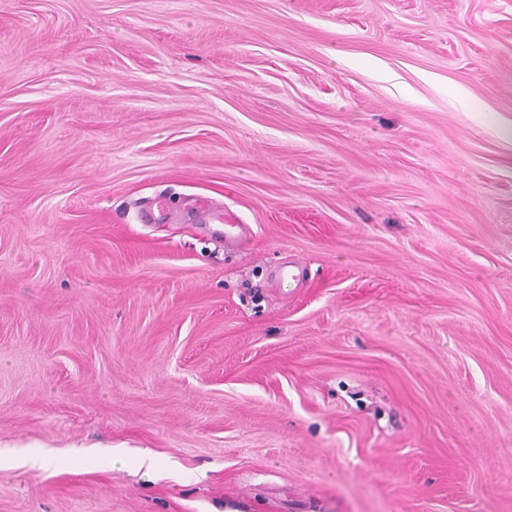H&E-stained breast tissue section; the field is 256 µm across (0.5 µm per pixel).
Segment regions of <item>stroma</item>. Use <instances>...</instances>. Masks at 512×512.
I'll return each mask as SVG.
<instances>
[{"instance_id":"35a3bbf8","label":"stroma","mask_w":512,"mask_h":512,"mask_svg":"<svg viewBox=\"0 0 512 512\" xmlns=\"http://www.w3.org/2000/svg\"><path fill=\"white\" fill-rule=\"evenodd\" d=\"M0 512H512V0H0ZM209 222L225 224L224 242L226 244H238L247 236V228L243 224H235V220L222 212L210 214Z\"/></svg>"}]
</instances>
